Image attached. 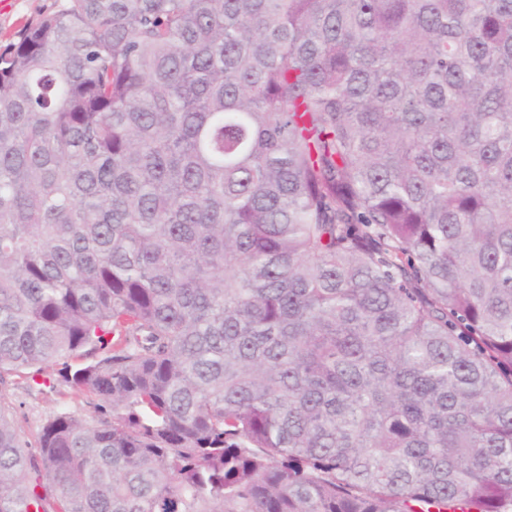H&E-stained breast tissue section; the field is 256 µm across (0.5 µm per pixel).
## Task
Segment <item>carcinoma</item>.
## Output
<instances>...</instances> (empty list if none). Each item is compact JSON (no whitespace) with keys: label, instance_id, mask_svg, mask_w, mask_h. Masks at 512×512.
<instances>
[{"label":"carcinoma","instance_id":"1","mask_svg":"<svg viewBox=\"0 0 512 512\" xmlns=\"http://www.w3.org/2000/svg\"><path fill=\"white\" fill-rule=\"evenodd\" d=\"M30 374L93 415L30 442ZM0 512H512V0H68L0 53Z\"/></svg>","mask_w":512,"mask_h":512}]
</instances>
